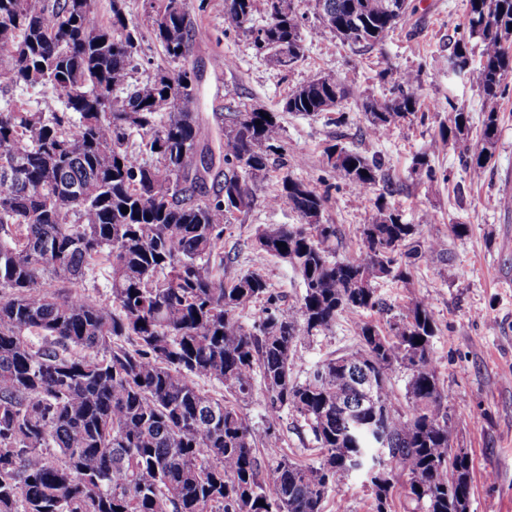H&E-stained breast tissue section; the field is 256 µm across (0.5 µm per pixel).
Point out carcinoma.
<instances>
[{"label":"carcinoma","mask_w":512,"mask_h":512,"mask_svg":"<svg viewBox=\"0 0 512 512\" xmlns=\"http://www.w3.org/2000/svg\"><path fill=\"white\" fill-rule=\"evenodd\" d=\"M254 2L224 0V29L292 66L305 52L303 13L295 0H266L257 26ZM310 2L342 41L369 48L409 9V0ZM468 4L465 27L481 43L470 75L488 103L464 160L472 180L496 150L494 103L512 75V0ZM191 32L186 0H162L152 36L179 65L172 86L162 67L133 78L142 35L125 0H112L106 24L95 0H0V57L11 73L0 92L47 86L57 102L0 106V288L8 289L0 296V512H323L371 451L354 439L355 422L382 429L387 441L377 461L392 481H370L374 512H391L397 487L410 512H461L473 459L450 444L429 301L413 296L386 330L362 318L382 307L376 280L411 275L421 256L417 225L379 196L361 227L359 256L339 259L336 225L320 221L328 194L287 173L269 202L288 205L301 223L260 228L256 244L300 274V303L281 308L255 271L224 277V225L255 206L283 128L275 112L226 106L216 115L222 168L206 189L210 170L193 163L210 135L194 110ZM352 94L336 73L320 72L283 109L333 112ZM420 103L417 74H399L392 97L362 99L366 134L385 135ZM469 121L452 108L441 142L464 134ZM134 130L150 159L128 146ZM325 155L329 173L364 194L386 183L373 157L337 144ZM412 174L447 177L427 152ZM97 268L112 274L107 304L77 290ZM258 302L260 314L245 323ZM344 313L355 317L359 346L296 376L298 347L332 331ZM397 371L405 375L403 408L394 404ZM257 376L266 393L261 432L240 409ZM200 379L234 401L203 391ZM286 410L309 427L320 463L258 457V442L278 447L275 424Z\"/></svg>","instance_id":"1"}]
</instances>
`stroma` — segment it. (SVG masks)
Segmentation results:
<instances>
[{
  "label": "stroma",
  "instance_id": "obj_1",
  "mask_svg": "<svg viewBox=\"0 0 512 512\" xmlns=\"http://www.w3.org/2000/svg\"><path fill=\"white\" fill-rule=\"evenodd\" d=\"M188 9L194 24L191 58L201 71L195 111L211 126L213 143H220L222 134L215 115L230 101L278 113L284 130L283 149L270 159L256 207L224 227V252L232 258L224 267L225 276L259 272L280 295L282 306L296 304L304 293L300 275L254 244L258 228L300 221L287 205L267 202L286 172L283 162H291L288 172L294 177L328 189L322 221L336 227L337 256L353 258L360 252V227L375 198L361 196L344 180L331 179L323 165L324 150L337 143L379 159L388 179L385 201L400 211L404 222L417 225L421 243L443 241L447 253L428 252L416 259L408 280H378L377 293L391 311H369L365 317L383 324L389 314L400 312L411 294L429 299L438 327L432 358L439 385L448 395L451 445L467 449L473 458L470 512H512V77L496 103L495 156L481 178L469 179L460 157L479 139L485 103L467 77L448 71L468 0H411L397 29L374 48L344 44L320 25L309 0H302L305 27L319 35L307 40L304 57L287 69L273 66L247 37L225 31L224 0H188ZM218 54L224 57L220 74L211 68ZM325 71L336 72L358 91L339 106L344 123L326 114L284 111L289 92ZM406 71L420 75L419 110L383 137L366 136L360 95H387L394 74ZM454 105L469 112L470 129L445 145L439 131ZM424 151L436 168L447 171L448 181L412 177L413 161ZM457 222L468 225L467 236L452 234L450 226ZM356 347L353 319L342 315L332 332L300 348L295 373L303 375L314 363ZM277 429L280 446L259 447L260 457L318 461L302 419L285 413ZM372 507V490L359 474L328 496L324 512H371Z\"/></svg>",
  "mask_w": 512,
  "mask_h": 512
}]
</instances>
